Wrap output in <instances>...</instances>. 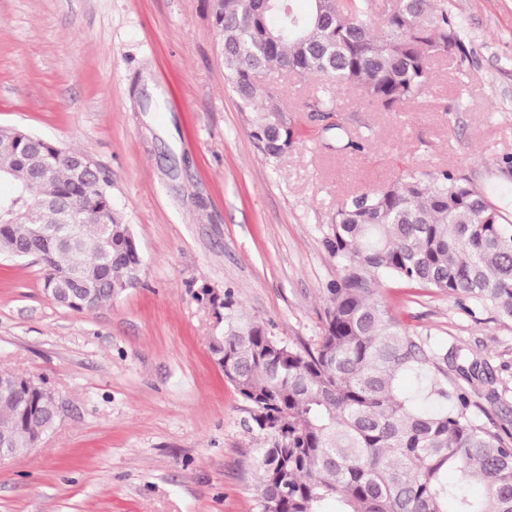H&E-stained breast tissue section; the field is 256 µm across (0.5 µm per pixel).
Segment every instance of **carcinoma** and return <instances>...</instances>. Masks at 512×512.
Returning <instances> with one entry per match:
<instances>
[{
    "label": "carcinoma",
    "instance_id": "cac0c4a2",
    "mask_svg": "<svg viewBox=\"0 0 512 512\" xmlns=\"http://www.w3.org/2000/svg\"><path fill=\"white\" fill-rule=\"evenodd\" d=\"M375 0H217L226 78L249 135L268 162L298 143L277 94L261 72L322 76L306 107L328 119L336 90L362 89L385 110L427 90L430 65L470 51L445 0H395L376 26ZM64 151L30 133L0 130V255L43 257V288L54 301L91 312L139 282L142 259L112 205L111 180L72 166ZM340 275L327 289L322 336L296 347L241 316L231 290L203 287L216 310L213 361L248 404L255 449L258 512H512V443L468 416L462 392H448V370L485 382L475 359L437 356L402 330L379 299L387 278L433 288L512 320V222L466 179L449 170L401 175L380 192L362 191L323 233ZM435 369L428 395L453 402L439 413L415 408L398 376ZM58 412L32 378L0 371V444L11 456L34 447ZM458 481L448 482V472ZM477 486L479 495L464 487Z\"/></svg>",
    "mask_w": 512,
    "mask_h": 512
}]
</instances>
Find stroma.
<instances>
[{
    "label": "stroma",
    "mask_w": 512,
    "mask_h": 512,
    "mask_svg": "<svg viewBox=\"0 0 512 512\" xmlns=\"http://www.w3.org/2000/svg\"><path fill=\"white\" fill-rule=\"evenodd\" d=\"M447 2L471 62L437 57L395 111L344 86L326 121L306 109L314 79L271 75L302 139L271 164L226 80L213 0H0V127L98 163L143 259L136 287L80 313L46 295L37 257L0 255V369L61 407L0 463V512H256L259 442L211 358L200 289L310 346L339 275L322 232L353 193L448 169L512 219V0ZM330 122L364 152L333 149ZM380 294L409 335L482 363L493 384L471 389V416L512 429V321L430 288Z\"/></svg>",
    "instance_id": "35a3bbf8"
}]
</instances>
